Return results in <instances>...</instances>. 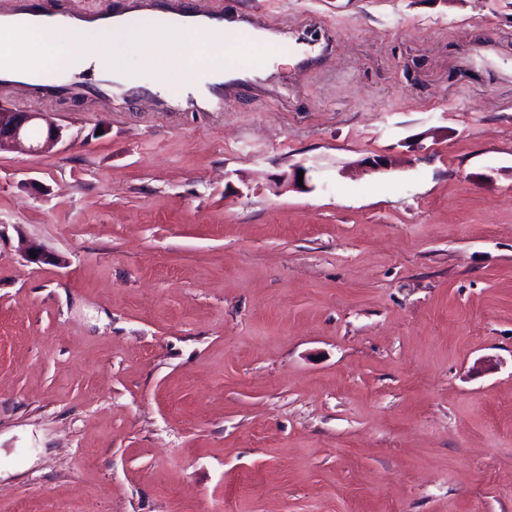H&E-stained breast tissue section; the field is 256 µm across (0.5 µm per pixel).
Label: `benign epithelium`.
<instances>
[{
    "label": "benign epithelium",
    "mask_w": 512,
    "mask_h": 512,
    "mask_svg": "<svg viewBox=\"0 0 512 512\" xmlns=\"http://www.w3.org/2000/svg\"><path fill=\"white\" fill-rule=\"evenodd\" d=\"M63 139V128L39 112H15L0 108V151L27 148L32 152L48 151ZM35 257H30V251ZM28 261L35 264L55 263L57 258L40 245L25 244Z\"/></svg>",
    "instance_id": "benign-epithelium-1"
}]
</instances>
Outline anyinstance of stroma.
<instances>
[{"label":"stroma","mask_w":512,"mask_h":512,"mask_svg":"<svg viewBox=\"0 0 512 512\" xmlns=\"http://www.w3.org/2000/svg\"><path fill=\"white\" fill-rule=\"evenodd\" d=\"M177 2L289 63L0 94V512H512V0ZM183 84L178 76H174L173 87L167 93V98L172 105L206 112L223 111L224 90L222 84H212L208 86L206 93L198 96L193 94L184 95ZM39 127L40 139L31 142L28 134L31 128ZM63 139V129L39 112H15L0 108V151L26 148L32 152L48 151Z\"/></svg>","instance_id":"stroma-1"}]
</instances>
